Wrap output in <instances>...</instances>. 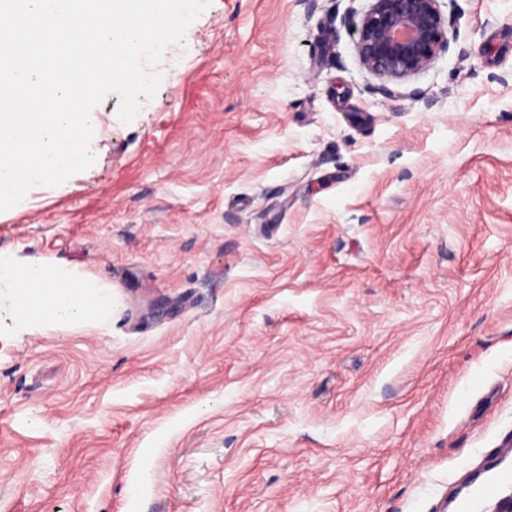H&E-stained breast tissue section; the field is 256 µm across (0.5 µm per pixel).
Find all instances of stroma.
Instances as JSON below:
<instances>
[{
  "mask_svg": "<svg viewBox=\"0 0 512 512\" xmlns=\"http://www.w3.org/2000/svg\"><path fill=\"white\" fill-rule=\"evenodd\" d=\"M211 0L94 164L0 254L108 288L0 297V512H442L512 441V0L383 94L347 8ZM419 97H412V90ZM11 292L13 315L21 324L44 321L58 325L112 317V299L102 289L89 288L81 278L66 276L41 261L20 263L0 255V292Z\"/></svg>",
  "mask_w": 512,
  "mask_h": 512,
  "instance_id": "35a3bbf8",
  "label": "stroma"
}]
</instances>
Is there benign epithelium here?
I'll return each instance as SVG.
<instances>
[{"label": "benign epithelium", "mask_w": 512, "mask_h": 512, "mask_svg": "<svg viewBox=\"0 0 512 512\" xmlns=\"http://www.w3.org/2000/svg\"><path fill=\"white\" fill-rule=\"evenodd\" d=\"M441 0H371L354 22L355 48L361 66L381 81L379 90L393 94L388 84H403L430 68L448 52L455 39L452 17Z\"/></svg>", "instance_id": "obj_1"}]
</instances>
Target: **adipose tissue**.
Segmentation results:
<instances>
[{
	"label": "adipose tissue",
	"mask_w": 512,
	"mask_h": 512,
	"mask_svg": "<svg viewBox=\"0 0 512 512\" xmlns=\"http://www.w3.org/2000/svg\"><path fill=\"white\" fill-rule=\"evenodd\" d=\"M9 289L13 315L19 323L44 321L58 325L89 319L108 321L112 299L102 289L90 288L81 278L66 276L41 261L18 262L0 255V289Z\"/></svg>",
	"instance_id": "adipose-tissue-1"
}]
</instances>
